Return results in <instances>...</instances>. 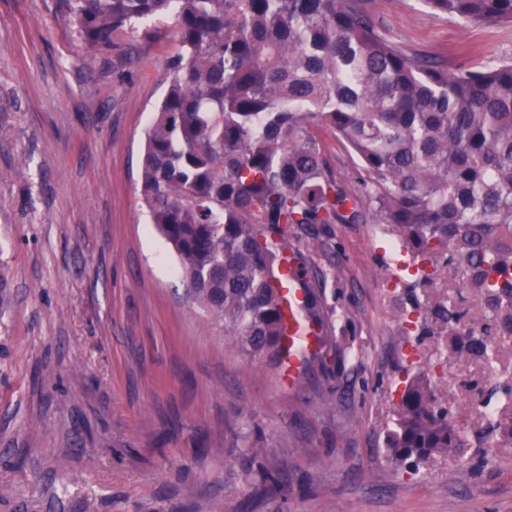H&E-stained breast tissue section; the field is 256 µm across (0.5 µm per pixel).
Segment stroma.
<instances>
[{"label":"stroma","instance_id":"1","mask_svg":"<svg viewBox=\"0 0 512 512\" xmlns=\"http://www.w3.org/2000/svg\"><path fill=\"white\" fill-rule=\"evenodd\" d=\"M376 10L415 53L512 61V27L424 0ZM74 30L54 0H0V512H512V443L484 413L512 412L493 392L512 356L456 358L443 337L398 333L430 291L463 323L478 316L464 271L426 290L400 270L390 225L296 229L336 349L292 384L246 359L187 297L141 197L173 38L87 51ZM410 366L464 431L455 454L414 469L385 447Z\"/></svg>","mask_w":512,"mask_h":512}]
</instances>
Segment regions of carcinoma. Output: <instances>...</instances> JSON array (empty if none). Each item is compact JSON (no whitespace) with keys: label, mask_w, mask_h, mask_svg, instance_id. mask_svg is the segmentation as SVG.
I'll return each instance as SVG.
<instances>
[{"label":"carcinoma","mask_w":512,"mask_h":512,"mask_svg":"<svg viewBox=\"0 0 512 512\" xmlns=\"http://www.w3.org/2000/svg\"><path fill=\"white\" fill-rule=\"evenodd\" d=\"M85 48L172 20L170 81L141 158L152 224L181 261L188 296L251 360L288 356V278L300 317L332 335L290 229L392 225L419 282L440 257L464 269L488 314L479 330L437 302L416 305L456 355L512 356V62L428 59L381 31L375 0H56ZM461 23L512 26V0H425ZM358 161L353 185L324 139ZM386 441L395 464L446 456L458 417L414 377Z\"/></svg>","instance_id":"cac0c4a2"}]
</instances>
